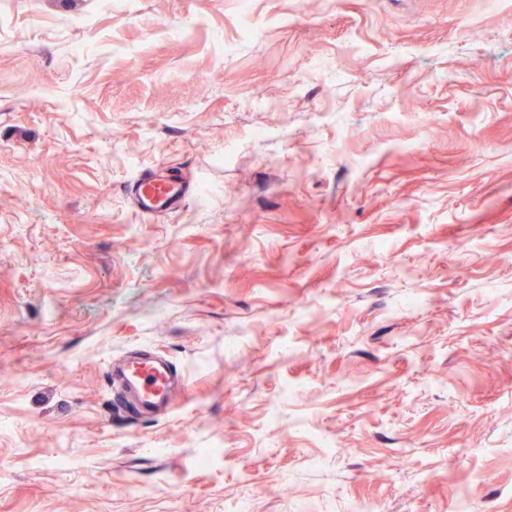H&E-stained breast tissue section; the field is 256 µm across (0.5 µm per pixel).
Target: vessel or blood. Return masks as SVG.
I'll return each mask as SVG.
<instances>
[{
  "mask_svg": "<svg viewBox=\"0 0 512 512\" xmlns=\"http://www.w3.org/2000/svg\"><path fill=\"white\" fill-rule=\"evenodd\" d=\"M186 194L187 188L181 180L158 173L141 176L131 187L134 207L145 215L177 210ZM118 378L126 395L145 413L166 407L175 384L169 368L149 354L128 358Z\"/></svg>",
  "mask_w": 512,
  "mask_h": 512,
  "instance_id": "1",
  "label": "vessel or blood"
}]
</instances>
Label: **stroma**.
I'll return each mask as SVG.
<instances>
[{"mask_svg":"<svg viewBox=\"0 0 512 512\" xmlns=\"http://www.w3.org/2000/svg\"><path fill=\"white\" fill-rule=\"evenodd\" d=\"M141 349L185 384L115 412ZM464 487L512 512V6L0 0V512ZM187 189L180 179L151 173L133 183L131 195L138 212L158 215L177 210L185 199Z\"/></svg>","mask_w":512,"mask_h":512,"instance_id":"obj_1","label":"stroma"}]
</instances>
